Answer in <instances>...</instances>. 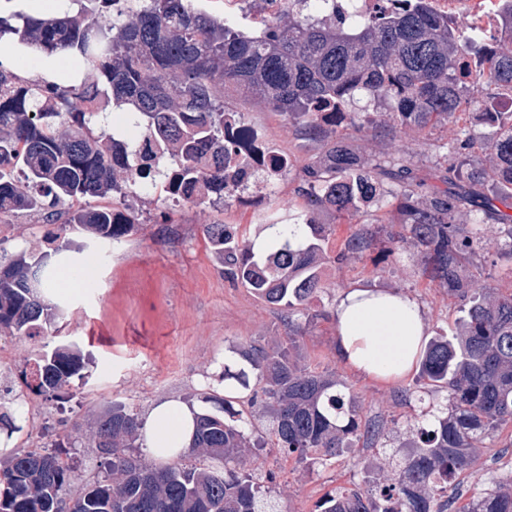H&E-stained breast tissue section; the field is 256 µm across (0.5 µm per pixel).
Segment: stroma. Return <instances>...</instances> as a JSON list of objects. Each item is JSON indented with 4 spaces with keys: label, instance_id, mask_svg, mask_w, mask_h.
<instances>
[{
    "label": "stroma",
    "instance_id": "35a3bbf8",
    "mask_svg": "<svg viewBox=\"0 0 512 512\" xmlns=\"http://www.w3.org/2000/svg\"><path fill=\"white\" fill-rule=\"evenodd\" d=\"M224 108L264 127L289 156L290 172L261 189L254 204L226 210L209 205L185 208L168 223L162 214L169 210V203L152 190L139 191L133 205L141 214L140 224L113 250L88 248L82 254L97 275V287L61 295L63 317L45 335L0 338V391L13 388L28 403L23 428L14 435L16 448L50 447L66 426H86L91 412L115 401L141 416L164 397L197 403L213 367L233 347L287 336L288 323L279 308L224 280L205 248L202 227L220 220L249 239L261 229L262 212L278 210L286 215L296 210L299 200L294 190L301 168L319 157L321 147L298 138L282 116L238 87L226 88ZM480 110L477 103L463 106L446 126L426 135L406 132L393 141L356 135L348 144L365 155L413 158L428 185L438 187L444 171L435 160L446 154L448 143L464 130L479 139L489 136V128L476 117ZM47 229L36 215L21 214L10 223H0V258L40 249ZM323 278L327 289L321 299L329 310L346 288L364 283L415 296L426 311L431 333H453L461 316L459 301L422 277L407 247L391 256L377 249L360 262L327 263ZM66 342L90 353L91 362L85 378L72 389L73 400L60 412L54 403L25 390L20 372L36 354ZM335 342L333 322H314L306 329L301 350L312 367L336 371L352 386L360 426L379 423L383 430L373 444L357 442L344 455L311 466L268 440L264 418L257 408H247L253 435L264 439L265 445L254 449L246 469L269 489L281 512H319L318 505L328 492L369 489L367 467L403 458L406 443L416 440L423 426L422 410L432 401L447 403L445 394H428L414 374L398 383L353 374L338 360ZM511 478L509 426L485 448L456 493L464 501L475 484L489 487Z\"/></svg>",
    "mask_w": 512,
    "mask_h": 512
}]
</instances>
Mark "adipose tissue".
<instances>
[{"label": "adipose tissue", "mask_w": 512, "mask_h": 512, "mask_svg": "<svg viewBox=\"0 0 512 512\" xmlns=\"http://www.w3.org/2000/svg\"><path fill=\"white\" fill-rule=\"evenodd\" d=\"M333 319L338 359L358 375L386 383L412 373L429 330L421 303L390 288H347L336 303ZM197 412V407L173 398L154 402L143 425L150 456L168 462L188 452Z\"/></svg>", "instance_id": "adipose-tissue-1"}]
</instances>
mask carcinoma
<instances>
[{
  "label": "carcinoma",
  "instance_id": "1",
  "mask_svg": "<svg viewBox=\"0 0 512 512\" xmlns=\"http://www.w3.org/2000/svg\"><path fill=\"white\" fill-rule=\"evenodd\" d=\"M77 12L53 17L0 15V48L13 36L46 56L70 52L69 69L84 77L68 86L38 83L0 66V216L42 215L56 226L48 250L22 252L0 267V336H39L59 315L47 298L54 281L52 254L70 250L65 235L78 228L95 245L122 242L140 223L128 203L132 186H154L175 206H224L236 189L224 184V86L244 87L283 116L298 136L318 142L324 155L303 167L290 221L272 212L275 248L252 243L222 222L202 225L224 279L287 313L288 336L236 349L222 380H233L262 403L275 444L303 458L329 460L379 428L358 436L359 405L348 383L317 373L298 356L304 328L296 321L327 320L313 309L325 285L327 262L361 261L380 238L390 252L413 250L421 274L462 302L464 316L450 338L428 342L419 379L447 392L448 408L425 413L421 445L383 474L396 498L379 503L358 492L326 495L320 512H447L448 482L469 471L486 441L512 425V289L484 288L471 269L494 249L512 259V112H482L494 129L479 143L466 135L442 156L446 188L422 192L425 178L405 157L358 154L340 129L396 137L448 124L467 97L489 89L512 95V0H493L508 43L472 41L481 66L469 83L455 77L465 31L413 0L370 18L338 19L286 4L256 33L224 26V17L193 0H79ZM366 92L398 112H334ZM124 111L139 140L96 128L101 112ZM480 152H475V149ZM398 217L356 224L339 251H329L325 209L351 221L385 196ZM509 242L499 241L497 231ZM85 358L62 344L27 364L25 387L57 399L83 378ZM16 398L0 396V427L15 423ZM193 450L198 464L158 466L139 453L142 422L122 404L95 413L89 429L104 476L72 489L70 458L39 448L0 460V512H274L267 491L242 465L260 443L246 433L234 398L200 394ZM236 461L241 469L228 467ZM461 512H512V479L473 494Z\"/></svg>",
  "mask_w": 512,
  "mask_h": 512
}]
</instances>
